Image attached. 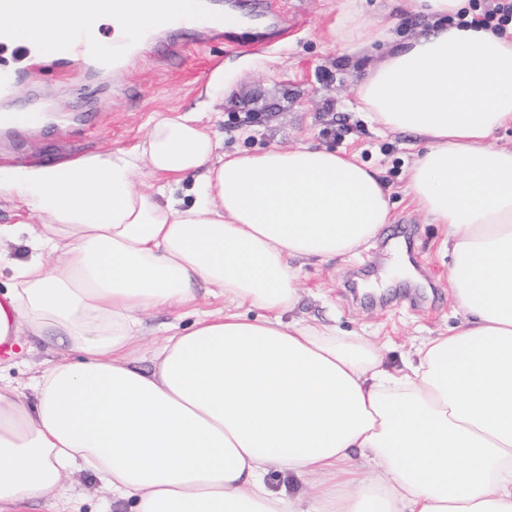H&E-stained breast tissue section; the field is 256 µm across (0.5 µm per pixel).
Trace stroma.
I'll return each instance as SVG.
<instances>
[{
  "label": "stroma",
  "mask_w": 512,
  "mask_h": 512,
  "mask_svg": "<svg viewBox=\"0 0 512 512\" xmlns=\"http://www.w3.org/2000/svg\"><path fill=\"white\" fill-rule=\"evenodd\" d=\"M342 4L288 0L285 13L272 16L256 12L254 0H238L236 14L257 16L256 24L224 31L178 26L123 58L112 55L111 25H101L96 61L69 65L41 55L33 62L37 77H22L0 94L1 106L45 115L36 130L0 136V164L130 148L146 135L154 113L195 108L212 72L223 68L224 102L204 121L225 152L308 143L358 153L380 171L394 204L391 224L345 257L306 262L293 316L358 332L385 345L389 361L399 362L459 320L447 279L451 257L441 225L430 223L405 192L417 152L413 138L379 131L356 109V83L381 56L330 48L328 27ZM335 125L344 128L341 138L324 135ZM50 358L45 347L35 346L0 369V377L30 393ZM23 512H113L112 497L95 475L77 470L60 494L29 502Z\"/></svg>",
  "instance_id": "obj_1"
}]
</instances>
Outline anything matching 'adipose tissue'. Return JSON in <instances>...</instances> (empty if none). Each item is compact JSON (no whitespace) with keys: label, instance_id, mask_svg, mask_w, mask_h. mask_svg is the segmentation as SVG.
Wrapping results in <instances>:
<instances>
[{"label":"adipose tissue","instance_id":"ef3b65f1","mask_svg":"<svg viewBox=\"0 0 512 512\" xmlns=\"http://www.w3.org/2000/svg\"><path fill=\"white\" fill-rule=\"evenodd\" d=\"M402 5L423 33L352 4L331 43L384 46L356 97L423 146L406 193L443 227L459 324L390 366L367 337L292 318L303 262L375 238L389 191L354 154L224 153L201 123L216 69L198 109L157 113L132 149L0 171V198L37 218L0 351L33 336L76 355L33 396L0 384V512L76 469L130 512H512V150L491 142L512 126V37L449 24L466 0ZM159 307L197 319L143 349ZM273 470L308 496L271 492Z\"/></svg>","mask_w":512,"mask_h":512}]
</instances>
